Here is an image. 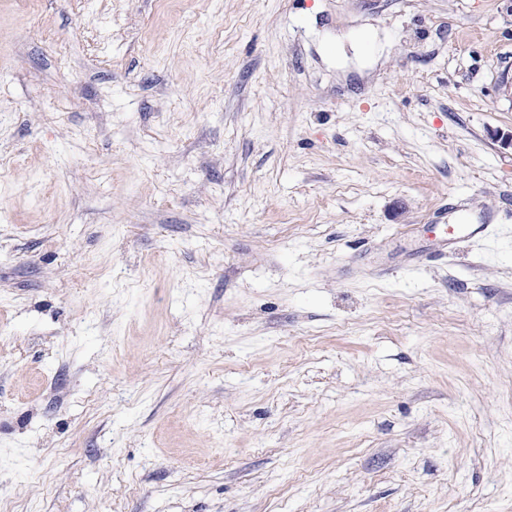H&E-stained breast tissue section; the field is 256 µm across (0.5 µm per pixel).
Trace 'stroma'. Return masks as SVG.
Here are the masks:
<instances>
[{
	"instance_id": "stroma-1",
	"label": "stroma",
	"mask_w": 512,
	"mask_h": 512,
	"mask_svg": "<svg viewBox=\"0 0 512 512\" xmlns=\"http://www.w3.org/2000/svg\"><path fill=\"white\" fill-rule=\"evenodd\" d=\"M510 132L512 0H0V501L512 512ZM490 226V224H453L449 231L448 227L443 229L442 244L448 248V245H454L463 238L487 236Z\"/></svg>"
}]
</instances>
